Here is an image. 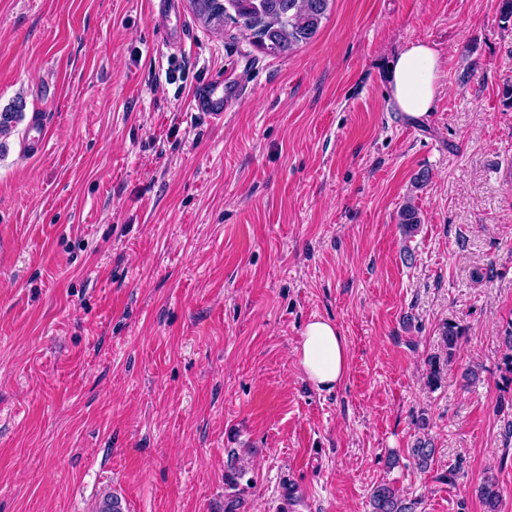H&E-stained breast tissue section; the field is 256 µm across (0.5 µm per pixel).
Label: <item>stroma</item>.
I'll list each match as a JSON object with an SVG mask.
<instances>
[{
  "label": "stroma",
  "instance_id": "35a3bbf8",
  "mask_svg": "<svg viewBox=\"0 0 512 512\" xmlns=\"http://www.w3.org/2000/svg\"><path fill=\"white\" fill-rule=\"evenodd\" d=\"M177 2L183 46L164 53L146 0H0V110L26 104L0 136V512H96L112 493L128 512H224L232 450L253 464L240 512H371L382 482L419 512H485L487 478L512 512L500 0H332L285 57ZM417 39L442 89L410 122L388 66ZM218 71L215 126L189 98ZM316 318L348 343L330 392L297 362Z\"/></svg>",
  "mask_w": 512,
  "mask_h": 512
}]
</instances>
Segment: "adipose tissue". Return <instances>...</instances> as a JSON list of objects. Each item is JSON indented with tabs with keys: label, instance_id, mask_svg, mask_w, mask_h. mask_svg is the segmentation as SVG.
<instances>
[{
	"label": "adipose tissue",
	"instance_id": "ef3b65f1",
	"mask_svg": "<svg viewBox=\"0 0 512 512\" xmlns=\"http://www.w3.org/2000/svg\"><path fill=\"white\" fill-rule=\"evenodd\" d=\"M441 74L439 50L423 41L410 43L392 65L390 95L395 109L415 117L431 112ZM297 355L303 374L315 387L330 390L343 383L348 367V344L332 321H309L303 329Z\"/></svg>",
	"mask_w": 512,
	"mask_h": 512
}]
</instances>
